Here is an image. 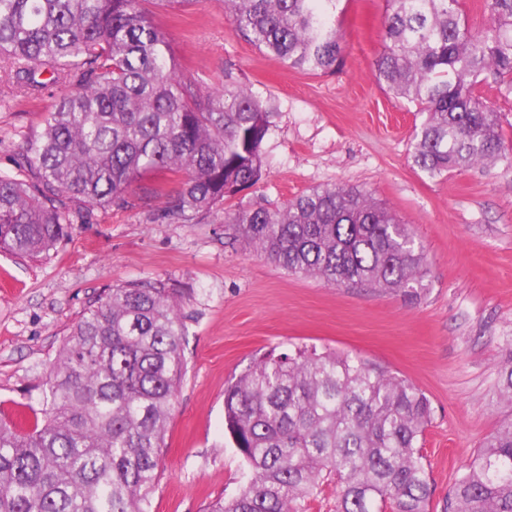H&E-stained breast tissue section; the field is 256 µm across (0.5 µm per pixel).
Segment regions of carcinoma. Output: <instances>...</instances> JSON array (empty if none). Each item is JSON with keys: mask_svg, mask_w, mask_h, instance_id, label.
Instances as JSON below:
<instances>
[{"mask_svg": "<svg viewBox=\"0 0 512 512\" xmlns=\"http://www.w3.org/2000/svg\"><path fill=\"white\" fill-rule=\"evenodd\" d=\"M191 0H0V59L13 85L71 91L26 137L31 180L0 173V250L49 254L94 207L165 200L191 221L255 187L274 113L226 75L202 93L177 74L147 5ZM235 32L291 69L343 64L339 0H223ZM375 77L426 117L410 157L431 177L505 158L501 112L486 88L512 91V0H388ZM163 170L176 186L143 187ZM235 235L291 274L414 296L425 257L366 189L316 187L281 208L224 215ZM184 292L131 282L91 303L66 334L31 425L0 420V512H150L174 402L186 375ZM508 416L485 440L441 512H512V358L499 370ZM425 394L357 355L274 349L224 389V432L250 470L204 512H304L326 481L336 512H431L420 442Z\"/></svg>", "mask_w": 512, "mask_h": 512, "instance_id": "carcinoma-1", "label": "carcinoma"}]
</instances>
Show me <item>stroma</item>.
I'll use <instances>...</instances> for the list:
<instances>
[{
    "label": "stroma",
    "mask_w": 512,
    "mask_h": 512,
    "mask_svg": "<svg viewBox=\"0 0 512 512\" xmlns=\"http://www.w3.org/2000/svg\"><path fill=\"white\" fill-rule=\"evenodd\" d=\"M386 10V0H341L344 64L313 74L238 36L221 0L151 6L181 75L214 87L233 70L273 109L265 174L190 222L157 218V201L98 208L44 258L0 252L1 410L27 414L91 302L127 282L161 279L187 291V372L151 512H203L237 492L248 469L224 435V388L271 348L305 345L359 356L422 390L432 409L423 462L432 505L441 508L507 413L498 370L512 356V167L498 161L440 177L413 167L411 142L423 117L375 79ZM64 91L60 84L11 91L0 65V171L29 179L15 162L22 136ZM326 185L371 190L407 226L427 256L416 297L289 274L224 222L239 202L280 207Z\"/></svg>",
    "instance_id": "1"
}]
</instances>
